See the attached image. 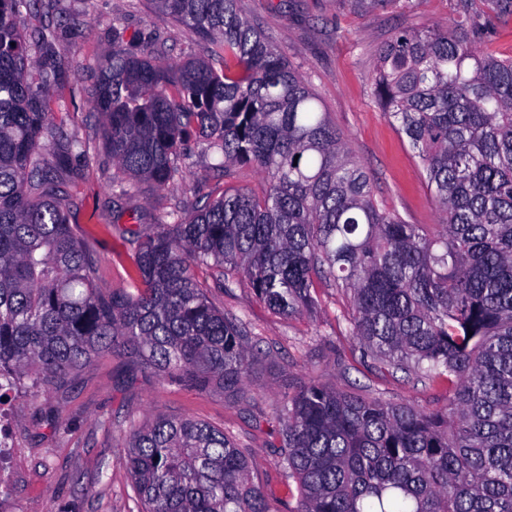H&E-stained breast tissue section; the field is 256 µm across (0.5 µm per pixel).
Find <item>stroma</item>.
Here are the masks:
<instances>
[{"label": "stroma", "mask_w": 512, "mask_h": 512, "mask_svg": "<svg viewBox=\"0 0 512 512\" xmlns=\"http://www.w3.org/2000/svg\"><path fill=\"white\" fill-rule=\"evenodd\" d=\"M239 6L308 82L321 110L364 163L379 208L409 224L439 223L425 173L397 122L377 104L372 76L377 50L395 29L447 25L454 0H412L406 8L366 14L340 0H239ZM60 7L57 14L27 16L25 32L45 26L57 32L63 81L49 92L51 120L69 136L91 141L89 152L73 158L60 176L77 204L76 221L95 236L96 286L119 293L129 286L128 230H149L167 212H191L201 198H216L230 187L262 193L266 180L252 165L222 176L198 146L165 190L143 183L133 196L115 200L117 170L95 135L99 119L84 92L90 75L112 53L113 28L129 39L159 37L163 47L154 59L171 68L191 57L206 58L207 44L184 24L158 16L150 0H61ZM315 297L312 308L286 317L260 300L244 278L228 289H210L213 306L247 325L245 347L254 360L245 392L236 397L130 369L116 354L102 355L36 394L29 381H21L8 398L14 448L10 470L0 479V512H142L128 442L134 426L159 414L191 417L229 432L252 462L255 481L276 490L273 512H296L298 499L288 493L275 450L287 395L320 383L426 411L447 407L446 387L411 371H379L364 356L351 334L344 289L322 285Z\"/></svg>", "instance_id": "obj_1"}]
</instances>
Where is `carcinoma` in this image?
I'll use <instances>...</instances> for the list:
<instances>
[{"mask_svg": "<svg viewBox=\"0 0 512 512\" xmlns=\"http://www.w3.org/2000/svg\"><path fill=\"white\" fill-rule=\"evenodd\" d=\"M210 42L172 74L112 32L87 88L112 164L162 188L198 141L224 176L253 165L260 195L230 189L174 223L131 231L130 288L95 286L96 258L56 172L87 143L55 137L29 70L22 20L38 0H0V392L45 384L102 354L165 380L244 392L245 324L210 303L195 268L235 271L285 316L319 283L350 292V325L382 367L448 386L424 412L308 384L288 396L278 454L297 512H512V56L482 50L512 0H456L444 27L401 29L377 52L376 101L426 172L442 223L379 208L363 164L238 0H152ZM359 13L410 0H344ZM143 512H270L232 436L159 414L132 431Z\"/></svg>", "mask_w": 512, "mask_h": 512, "instance_id": "obj_1", "label": "carcinoma"}]
</instances>
